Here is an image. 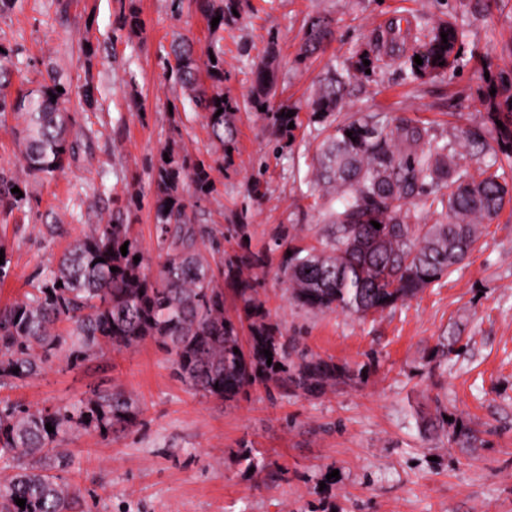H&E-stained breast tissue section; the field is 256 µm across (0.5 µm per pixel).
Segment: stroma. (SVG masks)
Returning <instances> with one entry per match:
<instances>
[{
  "label": "stroma",
  "mask_w": 512,
  "mask_h": 512,
  "mask_svg": "<svg viewBox=\"0 0 512 512\" xmlns=\"http://www.w3.org/2000/svg\"><path fill=\"white\" fill-rule=\"evenodd\" d=\"M141 37L113 40L119 0H18L0 12V43L16 44L9 96L35 87L55 66L77 83L86 63L84 34L98 40L92 64L102 106L69 104L73 134L91 132L54 179L31 185L29 200L0 223V246L11 259L0 282V305L22 298L48 261L98 223L80 207L86 191L105 186L115 206L131 184L148 187L149 160L165 141L170 106L183 100L161 58L173 33L204 48L205 19L194 7L174 14L170 0H137ZM242 16L224 27V91L239 103L230 165L216 170V193L201 204L205 221L224 228L241 215L248 244L267 249L271 267L260 293L284 335L302 348L362 372L321 397L257 384L223 402L189 390L167 352L154 342L86 358L77 366L49 363L37 377L0 387V401L32 409L74 402L98 390L121 389L138 402L136 427L66 441L64 478L82 494L86 512H512V204L487 229L481 248L454 272L396 307L361 318L320 313L288 299L274 264L279 238L319 245L328 204L308 193L307 173L319 145L310 108L328 68L364 49L372 33L402 18L455 15L464 32L453 75L413 80L406 69H375L354 82L346 111L411 119L435 135L455 134L477 117L488 76L497 75L512 44V0L489 12L459 0H242ZM322 17L334 37L324 52L300 59L306 24ZM279 52L275 105L303 119L290 146L277 148L271 121L247 103L252 71L269 46ZM182 144L221 162L202 113L181 114ZM60 229L48 236L46 216ZM456 337L448 360L436 345ZM444 412L470 436L431 428ZM253 451L263 468L243 459ZM338 478H331V471Z\"/></svg>",
  "instance_id": "obj_1"
}]
</instances>
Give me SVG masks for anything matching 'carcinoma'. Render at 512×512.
<instances>
[{
	"instance_id": "carcinoma-1",
	"label": "carcinoma",
	"mask_w": 512,
	"mask_h": 512,
	"mask_svg": "<svg viewBox=\"0 0 512 512\" xmlns=\"http://www.w3.org/2000/svg\"><path fill=\"white\" fill-rule=\"evenodd\" d=\"M192 3L207 22L217 16L220 21L208 28L201 53L186 38L173 40V62L166 68L183 99L205 113L212 138L229 159L237 103L224 96V24L239 0ZM424 26L427 41L410 55L392 50L410 33L408 19L406 29L392 24L375 33L365 50L332 66L319 82L313 116L341 111L352 81L367 70L366 60L407 67L416 79L455 69L458 26L450 18ZM143 31L136 5L121 8L112 38L130 39ZM332 35L328 21H311L304 56L323 50ZM97 51L85 38L86 67L75 92L53 68L38 87L12 99L0 95V118L10 113L17 120L12 134L21 147V174L0 170V216L8 217L26 200L11 189L27 193L29 182L55 177L78 153L68 104L75 93L86 110L98 109L101 91L92 69ZM15 53L0 43L1 89L11 84ZM417 55L423 64L415 63ZM275 62L272 55L255 66L249 103L257 112L266 108L273 135L288 139L294 136L289 123H300L295 115L271 111ZM490 86L496 93L481 100L486 121H471L448 140L429 127L391 123L371 113L348 119L324 137L312 171L314 190L329 202L322 248L277 244L284 248L277 276L292 302L309 311L340 309L364 317L415 297L476 249L487 224L512 204L500 159L512 158V69L501 70ZM173 114L171 135L150 164L159 262L151 264L130 232L144 196L141 190L130 192L127 205L103 210L100 223L47 266L23 299L0 307V385L37 376L54 359L72 366L106 349L120 352L149 340L166 350L188 388L224 401L256 384L319 397L352 376L332 359L298 349L272 321L257 274L269 266L268 251L224 247L243 237L246 225L229 224L217 234L204 223L200 202L216 192L214 167L181 145L178 109ZM474 159L481 163L476 175L469 168ZM430 213L445 214L448 222L430 224ZM229 297L233 315L226 307ZM265 349L272 353L270 365ZM138 417L135 401L121 390L97 391L54 409L1 407L0 459L9 462L12 473L0 479V512H82L81 496L60 475L67 462L58 448L72 435L131 428ZM17 498L26 500L25 508L16 505Z\"/></svg>"
}]
</instances>
